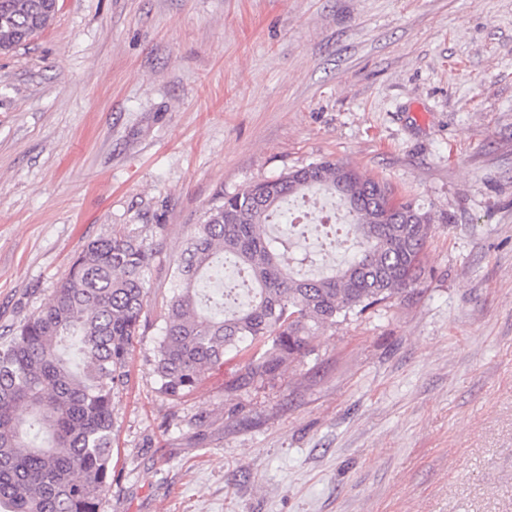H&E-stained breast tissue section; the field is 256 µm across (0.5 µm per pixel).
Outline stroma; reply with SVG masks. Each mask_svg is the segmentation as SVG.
<instances>
[{
    "label": "stroma",
    "mask_w": 512,
    "mask_h": 512,
    "mask_svg": "<svg viewBox=\"0 0 512 512\" xmlns=\"http://www.w3.org/2000/svg\"><path fill=\"white\" fill-rule=\"evenodd\" d=\"M327 158L432 214L414 290L162 393L191 225ZM115 232L149 288L100 512H512V0H58L0 53V336Z\"/></svg>",
    "instance_id": "stroma-1"
}]
</instances>
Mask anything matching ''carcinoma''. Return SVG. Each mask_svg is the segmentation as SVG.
Here are the masks:
<instances>
[{"label":"carcinoma","mask_w":512,"mask_h":512,"mask_svg":"<svg viewBox=\"0 0 512 512\" xmlns=\"http://www.w3.org/2000/svg\"><path fill=\"white\" fill-rule=\"evenodd\" d=\"M57 0H0V52L45 31ZM312 190L338 199L357 250L308 277L287 263L291 237L265 230ZM429 212L385 181L325 159L223 195L172 260V295L154 350L161 390L180 398L229 351L247 355L235 388L262 383L310 351L314 331L413 288L431 234ZM144 239L90 243L52 298L0 341V512H99L112 489L114 395L129 378L148 290ZM246 288L224 289V264Z\"/></svg>","instance_id":"carcinoma-1"}]
</instances>
